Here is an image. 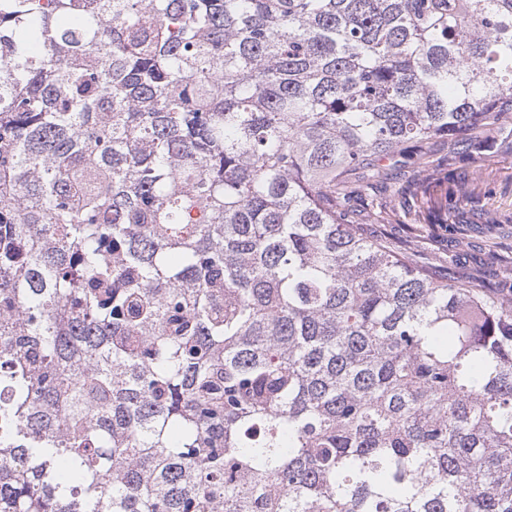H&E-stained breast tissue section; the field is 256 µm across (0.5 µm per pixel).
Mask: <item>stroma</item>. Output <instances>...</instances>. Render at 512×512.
<instances>
[{
	"label": "stroma",
	"mask_w": 512,
	"mask_h": 512,
	"mask_svg": "<svg viewBox=\"0 0 512 512\" xmlns=\"http://www.w3.org/2000/svg\"><path fill=\"white\" fill-rule=\"evenodd\" d=\"M477 150L442 137L421 147L414 164L386 161L379 181L351 201L363 236L404 253L437 279L477 287L512 280V137L477 134ZM470 192L464 206L445 198ZM422 213L400 223L404 206Z\"/></svg>",
	"instance_id": "35a3bbf8"
}]
</instances>
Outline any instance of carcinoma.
<instances>
[{"instance_id":"obj_1","label":"carcinoma","mask_w":512,"mask_h":512,"mask_svg":"<svg viewBox=\"0 0 512 512\" xmlns=\"http://www.w3.org/2000/svg\"><path fill=\"white\" fill-rule=\"evenodd\" d=\"M506 101L512 0H0V512H512V283L344 179Z\"/></svg>"}]
</instances>
